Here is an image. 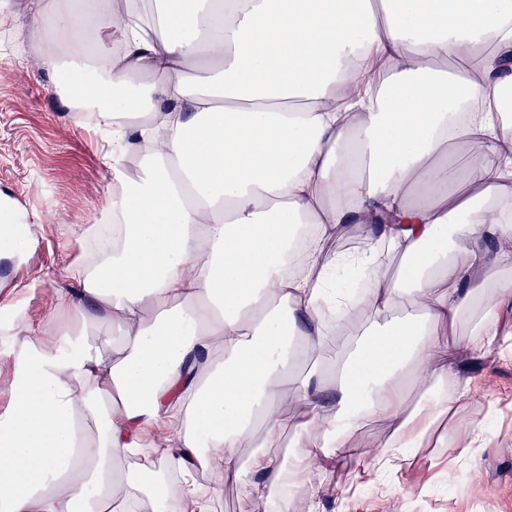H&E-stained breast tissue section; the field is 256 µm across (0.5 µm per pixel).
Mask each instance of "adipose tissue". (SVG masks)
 Here are the masks:
<instances>
[{
	"instance_id": "1",
	"label": "adipose tissue",
	"mask_w": 512,
	"mask_h": 512,
	"mask_svg": "<svg viewBox=\"0 0 512 512\" xmlns=\"http://www.w3.org/2000/svg\"><path fill=\"white\" fill-rule=\"evenodd\" d=\"M157 6V22L135 25L101 0L44 4L32 18L52 21L45 65L68 62L59 97L88 70L87 98L111 89L91 119L122 191L108 249L62 291L70 320L109 321L111 335L35 338L12 362L0 512H160L174 491L198 503L196 476L210 468L214 489L232 480L265 499L301 485L315 460L355 453L375 414L395 430L374 462L398 469L455 414L454 395L425 412L406 395L412 381L456 383L449 328L482 315L474 358L508 342L492 318L512 279L473 273L487 241L512 235V73L488 78L491 56L512 53V0ZM204 55L216 67L190 79ZM465 142L493 156L459 164L478 196L447 189L443 159ZM131 151L134 182L122 171ZM350 223L376 230L356 300L338 276L346 254L329 248ZM384 248L409 259L391 278ZM360 316L351 352L325 350L331 321ZM295 349L321 368L284 375ZM326 367L340 379L328 416ZM289 390L309 416L286 468L274 406ZM146 450L176 484H145L129 467Z\"/></svg>"
}]
</instances>
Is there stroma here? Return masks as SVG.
<instances>
[{
	"label": "stroma",
	"mask_w": 512,
	"mask_h": 512,
	"mask_svg": "<svg viewBox=\"0 0 512 512\" xmlns=\"http://www.w3.org/2000/svg\"><path fill=\"white\" fill-rule=\"evenodd\" d=\"M31 2L0 0L10 16L0 27V193L14 217L9 234L27 243L22 255L0 257V304L25 312L19 329L0 331V414L9 406L14 350L55 331L60 290L84 263L82 241L112 203L102 133L55 94L61 71L47 67L32 43ZM459 378L471 390L443 423L442 447L418 449L394 475L362 478L393 429L378 415L354 438L362 456L313 464L301 494L317 497L319 512H512V351L471 361ZM480 428L488 436L471 447Z\"/></svg>",
	"instance_id": "stroma-1"
}]
</instances>
